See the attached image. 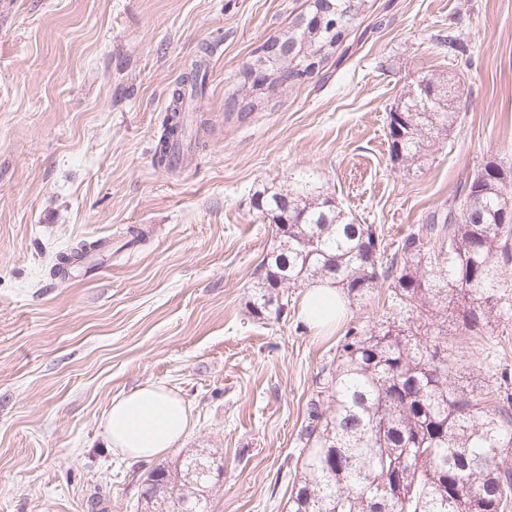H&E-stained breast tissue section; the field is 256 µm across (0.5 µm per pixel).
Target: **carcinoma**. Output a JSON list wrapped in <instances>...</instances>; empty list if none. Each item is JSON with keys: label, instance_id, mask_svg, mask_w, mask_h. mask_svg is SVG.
<instances>
[{"label": "carcinoma", "instance_id": "obj_1", "mask_svg": "<svg viewBox=\"0 0 512 512\" xmlns=\"http://www.w3.org/2000/svg\"><path fill=\"white\" fill-rule=\"evenodd\" d=\"M321 28L296 31L295 52L269 68L290 85L306 55L320 67L335 57L370 0H318ZM202 66L194 63L174 89L155 147V163L172 168L173 147L190 136L187 101L202 95ZM427 102L407 94L405 121L386 116L392 159L409 166L456 122L461 80L433 75ZM454 209L432 212L386 254L379 228L357 224L307 177L263 191L256 209L276 224L280 243L255 268L253 313L281 315L276 283L307 287L329 278L353 302L382 280L402 319L375 330L350 327L336 349V369L309 401L305 448L289 512H504L512 472L500 467L512 450V395L500 383L468 389L453 377L448 327L482 337L490 323L512 314V166L487 161L465 183ZM91 255L80 243L61 254L53 274ZM212 460L187 456L180 467L159 464L141 486L144 512H205Z\"/></svg>", "mask_w": 512, "mask_h": 512}]
</instances>
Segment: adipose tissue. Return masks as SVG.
Wrapping results in <instances>:
<instances>
[{"instance_id": "obj_1", "label": "adipose tissue", "mask_w": 512, "mask_h": 512, "mask_svg": "<svg viewBox=\"0 0 512 512\" xmlns=\"http://www.w3.org/2000/svg\"><path fill=\"white\" fill-rule=\"evenodd\" d=\"M344 311V301L330 283L307 289L304 313L311 326L334 327ZM191 425L187 403L161 383H147L113 398L100 421L106 446L135 461L164 454L180 443Z\"/></svg>"}]
</instances>
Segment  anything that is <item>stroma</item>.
Segmentation results:
<instances>
[{
  "label": "stroma",
  "mask_w": 512,
  "mask_h": 512,
  "mask_svg": "<svg viewBox=\"0 0 512 512\" xmlns=\"http://www.w3.org/2000/svg\"><path fill=\"white\" fill-rule=\"evenodd\" d=\"M306 0H0V512H138L149 461L107 449L113 397L163 383L193 427L166 462L215 454L209 512H288L308 403L350 327L395 316L387 284L312 329L304 289L256 317L277 244L256 193L304 175L388 251L490 160L512 162V0H372L337 66L241 116L240 73ZM459 33L466 54L439 42ZM205 58L204 146L153 163L171 93ZM427 73L464 77L425 162L390 157L386 115ZM105 240L99 270L50 276ZM463 385L512 381V319L449 332ZM96 247H98V245H94L92 248L91 244L80 243L76 248L70 251V254H60L57 259L58 262L52 267L53 274H66L68 266L80 263L88 256H91V251L95 250Z\"/></svg>",
  "instance_id": "obj_1"
}]
</instances>
